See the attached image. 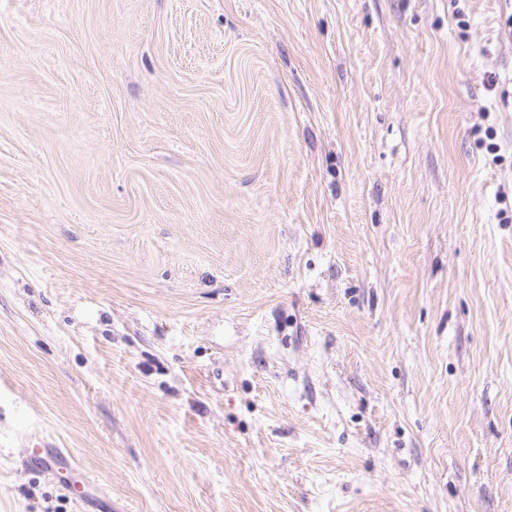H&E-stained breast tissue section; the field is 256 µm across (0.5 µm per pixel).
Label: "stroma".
<instances>
[{
    "label": "stroma",
    "instance_id": "1",
    "mask_svg": "<svg viewBox=\"0 0 512 512\" xmlns=\"http://www.w3.org/2000/svg\"><path fill=\"white\" fill-rule=\"evenodd\" d=\"M0 512H512V0H0ZM24 447L29 448L24 455L26 462L40 465L53 476L71 474L77 478L74 481L79 483L80 487L91 488L93 486L94 481L79 469L68 455L55 449L56 443L53 439L28 440Z\"/></svg>",
    "mask_w": 512,
    "mask_h": 512
}]
</instances>
